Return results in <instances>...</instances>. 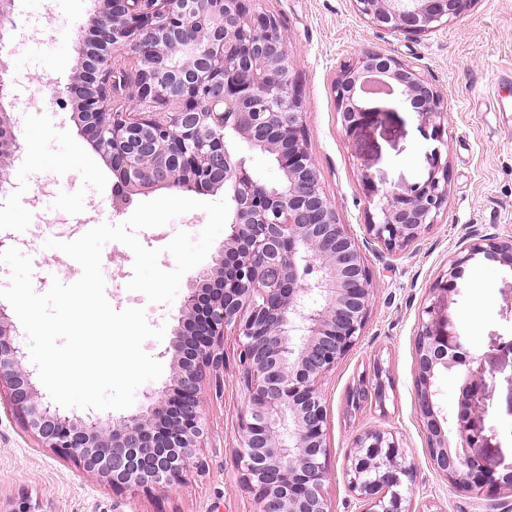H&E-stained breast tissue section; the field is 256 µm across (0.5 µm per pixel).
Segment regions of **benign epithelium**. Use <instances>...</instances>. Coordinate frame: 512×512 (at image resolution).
Wrapping results in <instances>:
<instances>
[{
  "mask_svg": "<svg viewBox=\"0 0 512 512\" xmlns=\"http://www.w3.org/2000/svg\"><path fill=\"white\" fill-rule=\"evenodd\" d=\"M372 25L423 36L454 22L467 0H353ZM15 0H0V32L16 29ZM96 54L67 86L77 126L118 178L116 192L177 184L224 186V247L189 283L178 308L169 384L145 394L141 411L120 418L64 415L44 405L17 331L0 303V390L46 448L116 491L172 488L201 467L207 434L201 384L224 369L232 332L247 391L237 467L254 512H330L322 375L356 345L373 288L362 250L341 224L308 152L297 60L279 21L258 0H102L88 18ZM180 62L173 63L171 58ZM349 135L379 116L374 96L410 106L440 139L442 92L407 60L365 52L334 81ZM16 119L0 114V157L21 153ZM275 158L280 177L258 179L241 152ZM448 160L430 155L424 179L379 191L361 174L374 212L367 231L389 251L438 223L448 202ZM512 269V240L480 237L448 265L423 307L415 337V388L430 459L451 488L495 494L512 484L488 465L477 356L457 336L448 294L478 257ZM466 368L453 416L441 413L435 380ZM348 485L364 512H409L417 467L390 431L352 441Z\"/></svg>",
  "mask_w": 512,
  "mask_h": 512,
  "instance_id": "obj_1",
  "label": "benign epithelium"
}]
</instances>
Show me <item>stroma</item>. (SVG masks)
<instances>
[{
  "instance_id": "35a3bbf8",
  "label": "stroma",
  "mask_w": 512,
  "mask_h": 512,
  "mask_svg": "<svg viewBox=\"0 0 512 512\" xmlns=\"http://www.w3.org/2000/svg\"><path fill=\"white\" fill-rule=\"evenodd\" d=\"M259 4L277 17L295 53L309 152L326 195L358 241L373 277L372 304L361 337L320 380L327 411L330 476L325 489L330 512H361L344 461L353 438L373 427L395 434L419 469L407 495L410 512H512V492L476 496L457 491L432 468L414 358L419 315L450 261L479 237L512 239V0H471L453 24L420 37L371 25L353 0ZM96 5V0H52L46 11L40 0H16L17 26L53 28L57 38L23 47L9 35L0 41V55L8 58L14 79L10 110L24 120L16 132L23 160L11 169V189L0 194V240L23 230L27 244L22 252L32 261L33 288L39 293L49 289L52 279L71 284L80 278L81 266L47 248L46 242L71 241L82 231L54 224L51 215L31 208L37 177L64 183L59 211L82 215L84 198L93 197L102 205L97 223L118 224L131 215L127 208L113 210L116 177L78 133L64 94L81 69L89 39L86 22ZM367 51L414 63L441 90L448 109L441 140L433 139L431 127L421 124L415 112L399 105L355 134L345 133L334 81L345 63ZM436 148L448 158L447 207L438 224L418 240L402 251H387L367 232L368 196L361 176L369 174L380 188L404 189L426 174ZM207 221L206 212L195 210L165 226L141 230L138 238L145 247L160 249L158 263L170 271L175 260L165 245L181 230L199 236ZM133 261L127 246L104 245L105 296L114 309H144L151 327L164 328L163 339L143 344L163 366L160 379L150 383L158 389L173 372L165 350L178 325V305L153 303L142 293L128 291ZM465 278L466 286L451 295L448 312L457 334L481 358V405L486 412L482 453L501 470L512 465V269L482 259L468 266ZM377 363L384 370L383 403L353 408L350 391L371 377ZM223 377V394H216L211 376L201 387L208 432L197 456L204 470L191 472L177 487L138 492L113 491L96 475L42 447L1 395L0 512H13L25 501L41 512H253L252 496L235 466L247 400L237 346L229 335L224 338Z\"/></svg>"
}]
</instances>
